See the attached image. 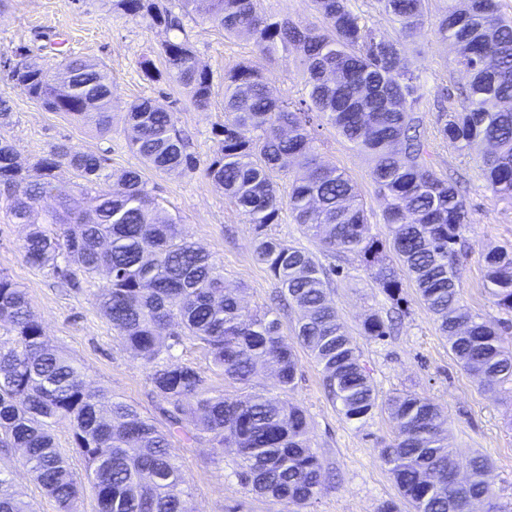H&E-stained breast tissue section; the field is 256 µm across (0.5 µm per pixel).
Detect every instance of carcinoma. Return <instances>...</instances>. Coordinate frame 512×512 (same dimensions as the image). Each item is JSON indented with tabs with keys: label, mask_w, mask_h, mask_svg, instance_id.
I'll use <instances>...</instances> for the list:
<instances>
[{
	"label": "carcinoma",
	"mask_w": 512,
	"mask_h": 512,
	"mask_svg": "<svg viewBox=\"0 0 512 512\" xmlns=\"http://www.w3.org/2000/svg\"><path fill=\"white\" fill-rule=\"evenodd\" d=\"M106 0L109 9L151 27L183 30L181 18L200 16L229 36H244L272 61L280 52L302 54L307 98L296 102L270 93L260 69L240 63L224 73V122L212 155L201 162L169 112L142 98L127 108L131 149L145 165L181 174L204 166L206 176L254 224V252L299 318L293 340L273 311L244 305L240 290L224 285V269L164 217L146 188L143 171H107L106 159L61 143L23 165L12 143L0 139V208L15 224H31L40 200L55 207L24 240L27 262L50 267L70 282H106L93 291L99 312L122 346L149 366L158 428L136 406L90 385L80 367L55 349L34 319L25 291L0 274V451L19 448L24 463L55 500L73 512L78 481L58 449L53 425L68 419L72 447L84 458L98 512H190V496L171 454L176 441L208 443L233 453L235 475L252 490L299 508L317 499L327 481L308 437L307 412L288 400L296 385L295 347L320 368L328 396L349 421L382 409L394 422V439L379 449L402 500L413 512H464L485 502L486 512H512L496 493V475L480 454L469 459L465 481L453 478L448 418L432 399L414 392L379 398L370 371L328 298L330 275L305 248L272 233L287 211L319 251L355 260L396 307L406 303L401 274L414 281L458 363L491 389L512 383V344L499 320L481 317L463 302L459 264L470 225L460 182L434 169L423 119L415 112L419 77L401 39L426 22L425 0H379L399 25L392 40L354 13L350 0H312L323 25L311 27L265 13L259 0ZM434 33L451 41L455 66L468 74L460 101L436 117L440 139L479 152L494 203L512 206V20L500 0H445ZM165 67L139 62L145 80L177 82L200 110L211 105L213 83L187 39L167 40ZM48 63L20 49L9 69L13 83L49 112H60L100 133L111 131L112 82L90 60L60 53ZM322 119L371 161L370 176L385 202L386 233H369L366 210L353 179L321 164L314 120ZM296 164L305 173L281 193L276 174ZM70 169L63 184L56 171ZM494 304L512 314V248L481 253ZM168 327L164 336L161 329ZM362 334L381 340L391 320L365 315ZM185 340L203 345L213 370L239 386L228 395L200 369L170 354ZM271 367L275 385L249 390L257 366ZM193 421V428L185 425ZM0 512H33L0 471Z\"/></svg>",
	"instance_id": "obj_1"
}]
</instances>
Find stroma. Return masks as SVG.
Wrapping results in <instances>:
<instances>
[{
  "mask_svg": "<svg viewBox=\"0 0 512 512\" xmlns=\"http://www.w3.org/2000/svg\"><path fill=\"white\" fill-rule=\"evenodd\" d=\"M185 34L213 75L214 98L205 111L192 104L182 85L157 86L141 77L138 61L144 55L158 58L162 43L170 37L164 29L111 12L104 0H12L10 8L0 14V56L13 57L22 46L35 50L53 40L63 42L72 55L104 65L116 105L111 132L98 134L70 117L45 110L14 87L7 68L0 66V95L8 98L13 110V122L0 127V137L11 141L24 164L56 144L67 143L103 156L109 170L137 168L141 160L128 146L125 108L132 101L149 98L171 113L196 154L207 159L214 148V131L224 121V72L236 64L257 61L258 56L252 41L225 37L198 18L186 20ZM403 48L420 77L416 110L426 126H433L441 89L465 85L467 77L454 69V49L436 38L432 24L404 40ZM261 69L275 97L295 101L305 96L299 54L278 55ZM317 148L323 164L345 170L356 182L371 234H383L384 201L371 180L368 158L328 125L319 129ZM432 151L437 172H460L467 178L470 227L460 258L463 300L483 317L505 319V312L487 292L479 255L489 248L512 245V208L490 200L477 152L459 151L437 139ZM145 178L164 211L177 218L184 233L223 266L226 285L245 288L248 306L269 305L275 285L254 257V227L204 171L163 174L149 170ZM28 231V225L13 223L0 210V274L26 290L33 315L51 344L81 365L92 386L109 390L157 426H164L149 394L148 366L124 349L94 305L92 287L104 284L105 276H97L94 284L83 282L75 287L50 268L31 266L22 252ZM403 295L409 310L399 331L374 341L362 336L361 322L371 311H388L390 301L354 263L334 278L330 288L338 318L359 347L380 396L407 390L435 400L448 415V445L458 463H465L472 452L483 454L497 474L498 494L512 499V384L496 392L485 391L457 362L411 279H404ZM297 357V384L289 399L306 409L311 445L333 475L303 512H378L381 503L398 496L379 457L380 448L394 436L393 422L380 410L362 424L346 421L325 392L317 364L306 351H298ZM172 453L191 489L190 512H229L233 507L239 512H286V501L257 495L239 482L234 455L220 459L208 445L184 442L175 443ZM0 465L8 468L14 490L32 503L34 512H59L54 499L23 466L20 451L0 458Z\"/></svg>",
  "mask_w": 512,
  "mask_h": 512,
  "instance_id": "obj_1",
  "label": "stroma"
}]
</instances>
